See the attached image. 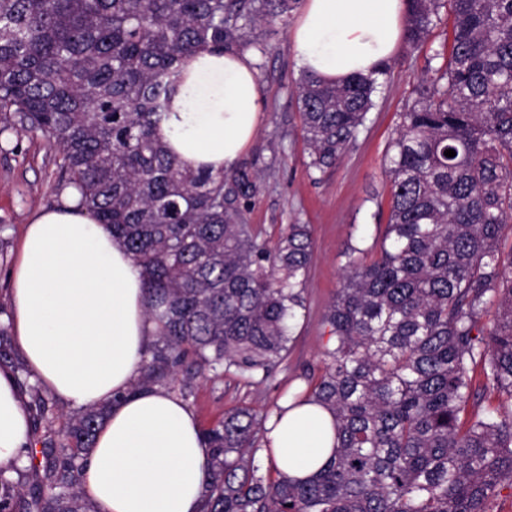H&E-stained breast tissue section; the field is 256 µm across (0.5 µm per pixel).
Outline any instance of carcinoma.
<instances>
[{
    "label": "carcinoma",
    "mask_w": 512,
    "mask_h": 512,
    "mask_svg": "<svg viewBox=\"0 0 512 512\" xmlns=\"http://www.w3.org/2000/svg\"><path fill=\"white\" fill-rule=\"evenodd\" d=\"M300 0H0V115L61 149L77 207L142 268L155 345L132 391L233 374L268 381L288 359L314 247L289 224L274 249L245 215L260 189L245 164L192 168L157 130L182 62L288 23ZM417 49L448 8L451 42L390 144L382 237L350 246L322 322L324 373L295 404L334 417L337 444L313 478L255 464L268 414L236 407L202 430L205 512H487L512 486V0H406ZM388 66L329 84L302 73L306 167H336L365 127ZM452 149L453 157L444 152ZM496 306L490 325L482 323ZM0 366L29 376L0 326ZM508 405L475 410L471 372ZM28 411L49 398L28 385ZM110 407L91 404L44 436L42 470L0 469V512H101L81 475ZM32 473L28 497L7 472Z\"/></svg>",
    "instance_id": "carcinoma-1"
}]
</instances>
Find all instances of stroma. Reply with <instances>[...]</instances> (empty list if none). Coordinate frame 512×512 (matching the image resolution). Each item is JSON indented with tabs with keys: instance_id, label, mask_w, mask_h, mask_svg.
<instances>
[{
	"instance_id": "stroma-1",
	"label": "stroma",
	"mask_w": 512,
	"mask_h": 512,
	"mask_svg": "<svg viewBox=\"0 0 512 512\" xmlns=\"http://www.w3.org/2000/svg\"><path fill=\"white\" fill-rule=\"evenodd\" d=\"M291 26L261 22L242 49L256 72L263 97L257 135L242 155L260 178V193L246 214L262 228L268 245H276L287 225L311 229L314 260L307 283V311L295 331L288 365L271 381L250 385L233 376L194 380L187 404L201 427H209L233 407L266 413L298 392L309 391L324 371L323 351L329 332L321 315L342 283L349 246L370 247L386 224L391 183L386 169L389 142L400 114L414 100L413 90L428 78V60L451 35L447 23L434 28L426 46L400 47L389 59V73L376 105L357 139L335 169L321 175L306 168L296 84L301 70L291 49ZM266 52H259V45ZM62 153L44 136L24 131L17 116L0 120V324L10 325L9 273L23 229L40 210L73 199L62 178Z\"/></svg>"
}]
</instances>
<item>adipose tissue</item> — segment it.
Returning a JSON list of instances; mask_svg holds the SVG:
<instances>
[{
  "label": "adipose tissue",
  "instance_id": "1",
  "mask_svg": "<svg viewBox=\"0 0 512 512\" xmlns=\"http://www.w3.org/2000/svg\"><path fill=\"white\" fill-rule=\"evenodd\" d=\"M404 0H304L291 45L297 65L336 83L389 60L404 38ZM159 136L186 163L228 170L252 144L261 99L246 56L200 52ZM13 342L40 386L79 408L108 402L82 491L103 512H202L209 454L195 412L175 392L134 390L156 325L145 313L133 257L85 211L44 210L27 224L11 270ZM273 463L306 480L330 459L328 410L272 411ZM29 425L10 369L0 367V467L27 444Z\"/></svg>",
  "mask_w": 512,
  "mask_h": 512
}]
</instances>
